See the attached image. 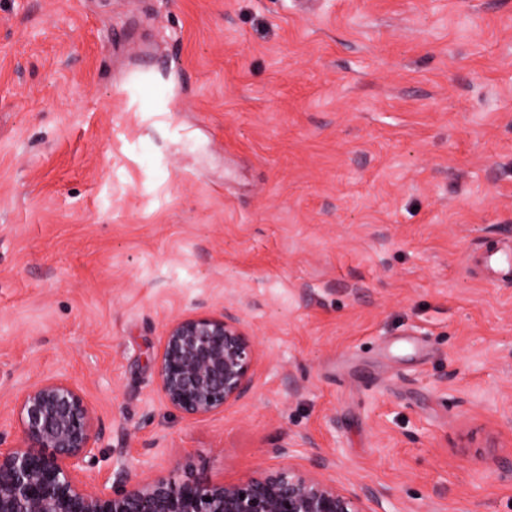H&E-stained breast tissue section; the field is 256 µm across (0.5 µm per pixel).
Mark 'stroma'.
<instances>
[{
	"mask_svg": "<svg viewBox=\"0 0 512 512\" xmlns=\"http://www.w3.org/2000/svg\"><path fill=\"white\" fill-rule=\"evenodd\" d=\"M512 0H0V442L62 373L90 474L290 467L377 512H512ZM253 387L170 408L175 318ZM257 358L244 325L227 311L176 318L155 359L158 389L183 415L205 417L249 392Z\"/></svg>",
	"mask_w": 512,
	"mask_h": 512,
	"instance_id": "35a3bbf8",
	"label": "stroma"
}]
</instances>
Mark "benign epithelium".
Returning a JSON list of instances; mask_svg holds the SVG:
<instances>
[{"label":"benign epithelium","instance_id":"1","mask_svg":"<svg viewBox=\"0 0 512 512\" xmlns=\"http://www.w3.org/2000/svg\"><path fill=\"white\" fill-rule=\"evenodd\" d=\"M254 341L229 312L176 318L155 359L166 403L205 417L251 389ZM19 435L0 448V512H374L364 489L348 493L292 469L224 483L197 474L185 480L125 478L115 491L97 484L87 464L98 451L94 412L82 391L61 377L30 385L18 402Z\"/></svg>","mask_w":512,"mask_h":512}]
</instances>
